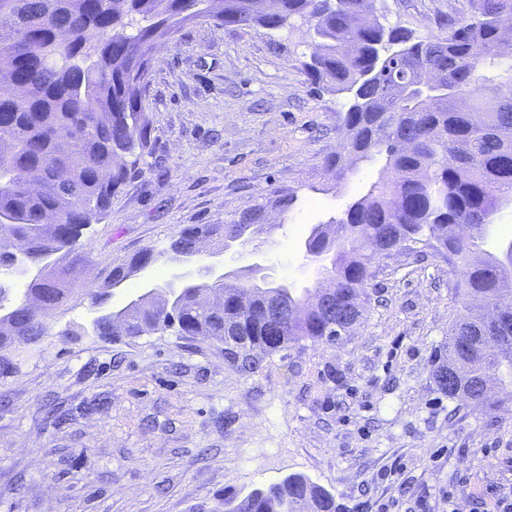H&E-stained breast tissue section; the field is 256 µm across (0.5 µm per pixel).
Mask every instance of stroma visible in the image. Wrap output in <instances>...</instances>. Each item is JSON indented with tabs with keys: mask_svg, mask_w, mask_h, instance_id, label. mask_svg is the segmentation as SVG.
Returning a JSON list of instances; mask_svg holds the SVG:
<instances>
[{
	"mask_svg": "<svg viewBox=\"0 0 512 512\" xmlns=\"http://www.w3.org/2000/svg\"><path fill=\"white\" fill-rule=\"evenodd\" d=\"M386 24L437 32L468 0H378ZM303 31L186 24L156 53L143 93L151 152L79 241L86 280L189 224H220L270 194L296 201L268 234L279 281L316 288L304 242L366 192L378 166L336 183L345 95L306 75ZM379 257L362 323L333 343L303 340L243 370L224 344L159 330L95 336L83 290L42 341L0 375V512H224L300 473L341 512H487L512 493V390L485 408L448 399L436 370L464 311L446 251Z\"/></svg>",
	"mask_w": 512,
	"mask_h": 512,
	"instance_id": "obj_1",
	"label": "stroma"
}]
</instances>
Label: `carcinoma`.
<instances>
[{
  "instance_id": "1",
  "label": "carcinoma",
  "mask_w": 512,
  "mask_h": 512,
  "mask_svg": "<svg viewBox=\"0 0 512 512\" xmlns=\"http://www.w3.org/2000/svg\"><path fill=\"white\" fill-rule=\"evenodd\" d=\"M262 2L255 10L252 0H0V273L13 261L8 240L24 241L28 263L41 268L26 293L42 301L34 313L24 296L9 293L0 316V373L13 367L8 354L46 334V317L84 277L76 251L83 230L106 215L131 166L150 152L142 90L156 46L208 17L257 30L306 28L314 38L306 64L311 83L348 94L339 113L342 150L325 160L326 169L342 183L357 164L383 161L377 181L305 240L327 254L336 273L343 324L329 323L315 291L204 282L160 306L151 300L118 322H101L94 334L117 340L172 329L184 339L224 343L252 369L257 349L273 353L352 332L361 318L352 306L371 261L427 235L460 261L468 299L450 326L437 383L452 400L485 403L470 390L487 373L512 386V316H488L497 302L512 303V287L472 264L489 227L512 206V54L503 43L512 30V0H469L470 15L450 12L438 33L418 39L386 27L377 0ZM294 202V194L278 193L222 224L188 225L170 240L167 257L191 260L196 240L219 244L228 233L247 234L257 211L286 213ZM160 257L146 248L112 268L91 304L108 302L111 288ZM247 286L255 299L244 308L238 297ZM273 292L288 295L297 311L283 331L260 313ZM460 363L470 370L450 389L442 379ZM307 506L337 512L335 496L303 474L224 494V512Z\"/></svg>"
}]
</instances>
